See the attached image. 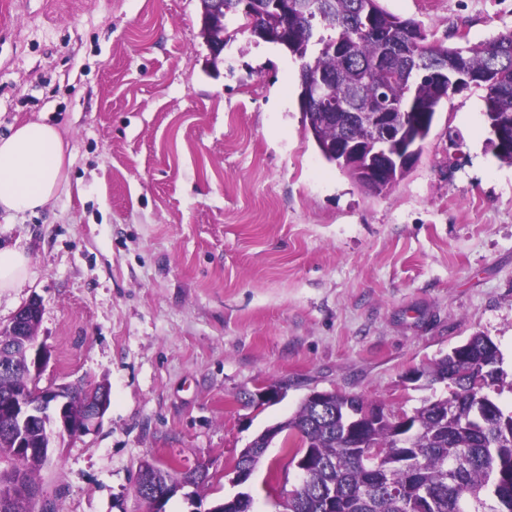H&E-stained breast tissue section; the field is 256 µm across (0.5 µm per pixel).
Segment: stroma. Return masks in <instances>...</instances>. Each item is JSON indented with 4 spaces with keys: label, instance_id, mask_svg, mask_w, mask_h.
Wrapping results in <instances>:
<instances>
[{
    "label": "stroma",
    "instance_id": "1",
    "mask_svg": "<svg viewBox=\"0 0 512 512\" xmlns=\"http://www.w3.org/2000/svg\"><path fill=\"white\" fill-rule=\"evenodd\" d=\"M381 3L448 46L512 34V0ZM240 25L215 59L200 0H0V137L43 120L72 150L45 210L0 212L31 259L0 328L40 299L42 384L111 398L41 470L35 512H146L145 459L205 466L166 512H208L237 492L225 468L311 391L411 412L447 387L408 374L479 333L512 379V165L486 146L481 90L445 100L416 164L372 193L307 135L299 61ZM267 384L281 399L248 405ZM300 482L272 445L254 512Z\"/></svg>",
    "mask_w": 512,
    "mask_h": 512
}]
</instances>
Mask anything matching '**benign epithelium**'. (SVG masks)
Instances as JSON below:
<instances>
[{"mask_svg": "<svg viewBox=\"0 0 512 512\" xmlns=\"http://www.w3.org/2000/svg\"><path fill=\"white\" fill-rule=\"evenodd\" d=\"M270 11L279 13L276 27L271 30H255V37L282 42L288 29V0H274L265 5ZM325 107L331 112H340L344 125L363 123L370 131L369 143L382 146L381 150L369 151V147L358 141L344 138L338 147L337 155L342 160L376 179L374 156L383 155L384 161L398 166H412L416 162L418 147L403 138L402 118L413 117L415 113L405 112L401 115L384 103L379 104L374 112H349L345 95L330 98ZM41 305L38 299H32L13 318L11 323L0 329V374L7 377L16 367L15 357L24 356V365L30 374V383L25 387H15L4 397H0V438L14 444L16 455L23 459L34 454L52 455V442L55 439L75 438L89 432L97 426L110 405V393L103 384L87 385L89 398L84 411L80 414L71 409V397L77 389L72 384L40 386L41 373L49 361V351L37 342V335L31 329L40 317ZM280 399V390L261 386L252 396V403L257 408L274 403ZM253 444L239 453L226 471L231 476L230 482L235 486L249 483L255 465H246L243 460ZM209 479L204 469L184 473L178 480L167 485L144 486L139 484L140 497L147 504V512H166L169 498L178 492H184L188 499L194 498L196 489ZM193 491L187 492L185 488ZM0 503L12 505L17 512H30L28 502L17 499L14 485L0 483Z\"/></svg>", "mask_w": 512, "mask_h": 512, "instance_id": "benign-epithelium-1", "label": "benign epithelium"}]
</instances>
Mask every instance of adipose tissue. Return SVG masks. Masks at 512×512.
<instances>
[{
	"label": "adipose tissue",
	"instance_id": "ef3b65f1",
	"mask_svg": "<svg viewBox=\"0 0 512 512\" xmlns=\"http://www.w3.org/2000/svg\"><path fill=\"white\" fill-rule=\"evenodd\" d=\"M71 153L58 130L40 121H27L0 137V210L35 213L57 196ZM28 253L0 242V293L26 285Z\"/></svg>",
	"mask_w": 512,
	"mask_h": 512
}]
</instances>
